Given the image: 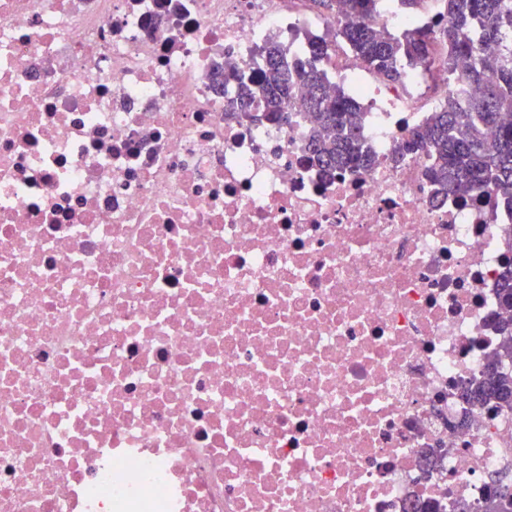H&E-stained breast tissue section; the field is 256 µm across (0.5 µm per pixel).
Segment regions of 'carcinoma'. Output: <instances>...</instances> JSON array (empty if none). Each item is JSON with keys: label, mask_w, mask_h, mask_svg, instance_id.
<instances>
[{"label": "carcinoma", "mask_w": 512, "mask_h": 512, "mask_svg": "<svg viewBox=\"0 0 512 512\" xmlns=\"http://www.w3.org/2000/svg\"><path fill=\"white\" fill-rule=\"evenodd\" d=\"M352 20L326 37L310 43L313 55L327 53L333 39L347 43L362 65L397 81L402 73L397 58L427 61L433 52L430 35L409 29L402 35L373 23L379 0H347ZM441 38L448 40V77L470 86L462 102L450 97L430 113L405 142L402 152L423 153L432 159L431 179L442 190L492 191L497 202L512 210V0H447ZM263 62L259 75L243 87L240 103L229 116L255 120L249 111L255 100L269 106L267 115L286 121L288 111L306 113L312 123L313 161L328 170L365 167L373 160L362 134L363 112L345 91H326L327 76L291 62L288 50L270 40L258 49ZM308 93L294 95L295 78ZM501 306L512 309V258L498 273ZM498 347L481 378L464 387V398L496 410H512V319L497 318ZM484 512H512V482L499 476L490 482Z\"/></svg>", "instance_id": "1"}]
</instances>
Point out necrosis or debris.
Returning <instances> with one entry per match:
<instances>
[{
	"mask_svg": "<svg viewBox=\"0 0 512 512\" xmlns=\"http://www.w3.org/2000/svg\"><path fill=\"white\" fill-rule=\"evenodd\" d=\"M329 25L314 0H0V512H482L512 479V411L461 396L512 213L400 154L467 91L445 44L397 83L339 40L314 59L367 168L316 166L300 113L224 117L268 34L300 56Z\"/></svg>",
	"mask_w": 512,
	"mask_h": 512,
	"instance_id": "4bbe7bcc",
	"label": "necrosis or debris"
}]
</instances>
